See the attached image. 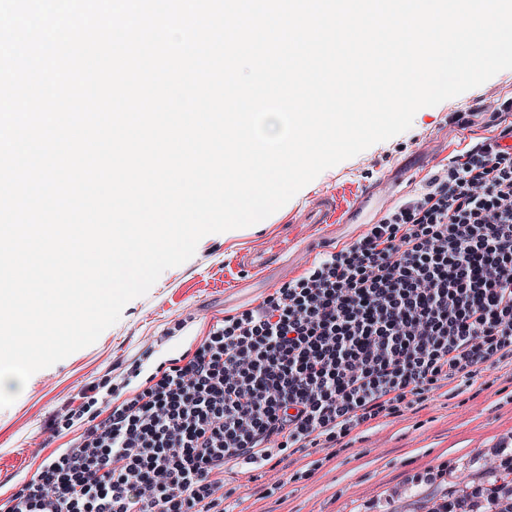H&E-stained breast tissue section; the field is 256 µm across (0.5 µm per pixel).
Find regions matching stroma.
<instances>
[{
  "label": "stroma",
  "instance_id": "35a3bbf8",
  "mask_svg": "<svg viewBox=\"0 0 512 512\" xmlns=\"http://www.w3.org/2000/svg\"><path fill=\"white\" fill-rule=\"evenodd\" d=\"M512 70L433 107L417 111L410 129L376 143L319 174L263 221L201 239L195 255L162 273L150 291L131 300L98 340L34 373L9 407L0 409V504L43 461L78 433L68 411L96 412L84 391L97 385L123 399L171 360L195 350L218 321L261 304L269 289L235 268L240 252L285 233L294 207L318 192L364 195L346 223L320 224L306 255L290 254L288 277L305 276L329 254L348 248L371 224L409 197L426 192L435 175L471 147L512 128ZM471 113L470 124L452 117ZM512 434V357L478 367L474 377L439 383L411 407L360 427L333 448H310L270 462L253 476L224 470L226 512H425L432 497L478 479L484 457ZM454 465L447 481L422 482L405 493L408 476Z\"/></svg>",
  "mask_w": 512,
  "mask_h": 512
}]
</instances>
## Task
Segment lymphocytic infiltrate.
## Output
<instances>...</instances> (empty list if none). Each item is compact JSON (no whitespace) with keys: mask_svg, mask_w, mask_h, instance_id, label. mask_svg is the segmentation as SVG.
<instances>
[{"mask_svg":"<svg viewBox=\"0 0 512 512\" xmlns=\"http://www.w3.org/2000/svg\"><path fill=\"white\" fill-rule=\"evenodd\" d=\"M512 351V149L458 155L259 306L212 327L134 396L100 394L67 448L0 512H224V467L335 444L438 381ZM492 480L431 512H512V441Z\"/></svg>","mask_w":512,"mask_h":512,"instance_id":"lymphocytic-infiltrate-1","label":"lymphocytic infiltrate"}]
</instances>
